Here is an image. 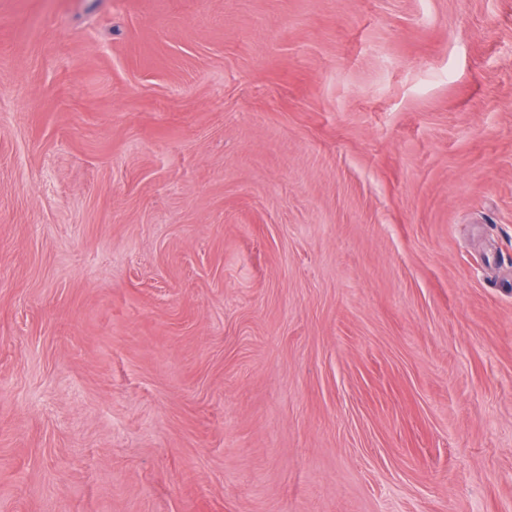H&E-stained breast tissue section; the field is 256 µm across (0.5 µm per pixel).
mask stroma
I'll return each mask as SVG.
<instances>
[{"label": "stroma", "mask_w": 512, "mask_h": 512, "mask_svg": "<svg viewBox=\"0 0 512 512\" xmlns=\"http://www.w3.org/2000/svg\"><path fill=\"white\" fill-rule=\"evenodd\" d=\"M0 512H512V0H0Z\"/></svg>", "instance_id": "obj_1"}]
</instances>
